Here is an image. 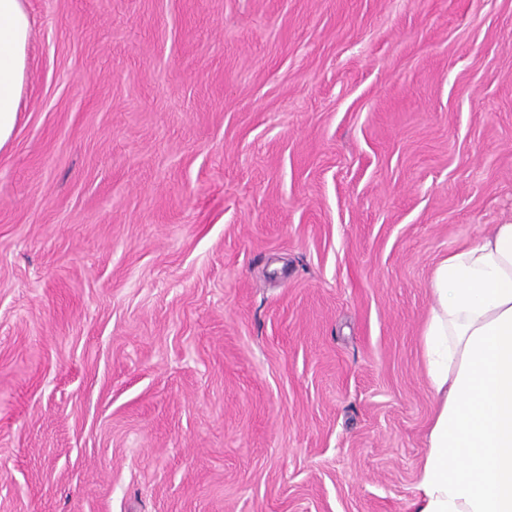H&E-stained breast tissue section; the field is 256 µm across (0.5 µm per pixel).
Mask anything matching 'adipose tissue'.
Segmentation results:
<instances>
[{
	"instance_id": "1",
	"label": "adipose tissue",
	"mask_w": 512,
	"mask_h": 512,
	"mask_svg": "<svg viewBox=\"0 0 512 512\" xmlns=\"http://www.w3.org/2000/svg\"><path fill=\"white\" fill-rule=\"evenodd\" d=\"M33 37L25 0H0V150ZM430 285L421 336L436 409L411 512H512V223L449 250Z\"/></svg>"
}]
</instances>
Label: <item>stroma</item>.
Returning <instances> with one entry per match:
<instances>
[{"label":"stroma","instance_id":"1","mask_svg":"<svg viewBox=\"0 0 512 512\" xmlns=\"http://www.w3.org/2000/svg\"><path fill=\"white\" fill-rule=\"evenodd\" d=\"M0 512H410L448 250L512 222V0H26Z\"/></svg>","mask_w":512,"mask_h":512}]
</instances>
